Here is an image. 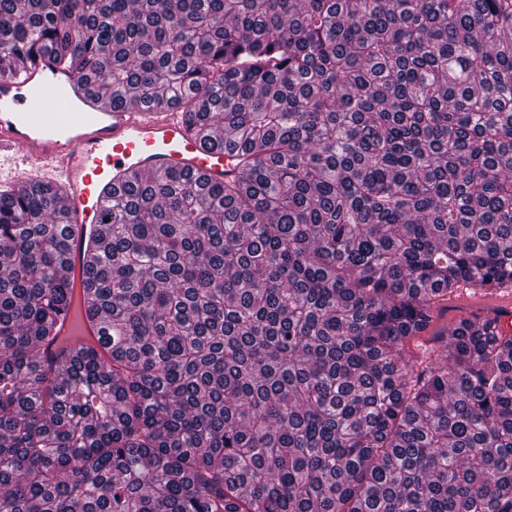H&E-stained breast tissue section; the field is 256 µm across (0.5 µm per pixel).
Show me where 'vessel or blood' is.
<instances>
[{"label": "vessel or blood", "instance_id": "1", "mask_svg": "<svg viewBox=\"0 0 512 512\" xmlns=\"http://www.w3.org/2000/svg\"><path fill=\"white\" fill-rule=\"evenodd\" d=\"M235 153L208 150L179 108L112 106L76 68L42 52L0 75V165L12 179L61 183L75 233L68 266L82 284L92 262L86 236L97 230L112 194L131 176L179 169L212 182L233 175Z\"/></svg>", "mask_w": 512, "mask_h": 512}]
</instances>
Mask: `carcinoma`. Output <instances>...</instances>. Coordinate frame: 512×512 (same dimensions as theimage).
Masks as SVG:
<instances>
[{
  "instance_id": "cac0c4a2",
  "label": "carcinoma",
  "mask_w": 512,
  "mask_h": 512,
  "mask_svg": "<svg viewBox=\"0 0 512 512\" xmlns=\"http://www.w3.org/2000/svg\"><path fill=\"white\" fill-rule=\"evenodd\" d=\"M47 50L241 168L133 177L79 290L0 191V512H512V334L424 336L512 289V0H0ZM466 299H459L460 294L448 301V311L441 319L442 323L451 325L460 320L461 317H468V313L476 308H490L492 303L483 297L477 296L470 290H466ZM462 291V295H465Z\"/></svg>"
}]
</instances>
